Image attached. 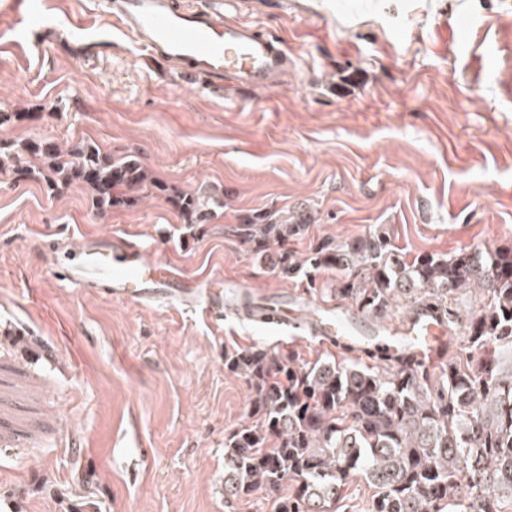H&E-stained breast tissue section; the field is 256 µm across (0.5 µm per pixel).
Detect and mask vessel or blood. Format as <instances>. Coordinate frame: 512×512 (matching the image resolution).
<instances>
[{
  "label": "vessel or blood",
  "mask_w": 512,
  "mask_h": 512,
  "mask_svg": "<svg viewBox=\"0 0 512 512\" xmlns=\"http://www.w3.org/2000/svg\"><path fill=\"white\" fill-rule=\"evenodd\" d=\"M109 14L148 52L185 63L189 72L230 76L240 86L266 87L288 69V49L278 39L260 35L241 24L225 22L223 12L209 7L174 8L170 0H108ZM142 244L122 236L86 239L77 251L61 250L48 266L67 282L91 288L124 302L174 299L182 305L203 307L216 321L236 311L234 285L216 290L210 279L185 276L170 262H145ZM257 322L288 321V297L279 295L254 315ZM324 346L356 338L348 318L323 309L301 329ZM401 333L409 338L410 354L433 355L446 345L448 327L443 318L421 313L404 321Z\"/></svg>",
  "instance_id": "obj_1"
}]
</instances>
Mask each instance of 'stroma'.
<instances>
[{
    "instance_id": "stroma-1",
    "label": "stroma",
    "mask_w": 512,
    "mask_h": 512,
    "mask_svg": "<svg viewBox=\"0 0 512 512\" xmlns=\"http://www.w3.org/2000/svg\"><path fill=\"white\" fill-rule=\"evenodd\" d=\"M0 0V136L138 153L172 190L224 187L186 227L168 194L98 212L78 183L50 193L36 160L0 169V512H273L260 490L224 503V439L253 421L228 351L313 362L328 349L240 316L223 324L158 300L120 302L45 266L44 244L119 235L253 302L282 278L236 233L257 211L311 212L288 248L387 228L408 255L512 248V0H226L224 17L281 39L271 88L149 57L105 0ZM473 29L456 37L459 16Z\"/></svg>"
}]
</instances>
